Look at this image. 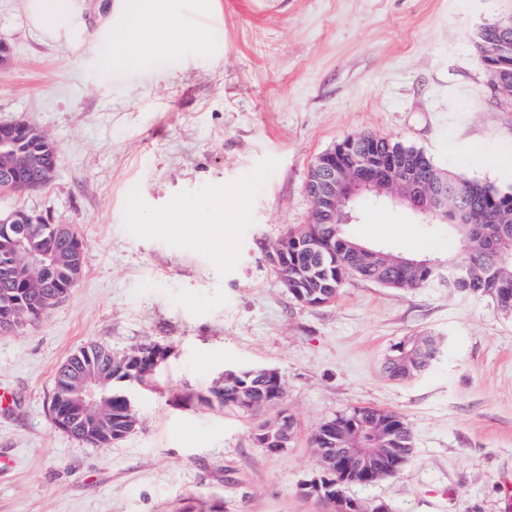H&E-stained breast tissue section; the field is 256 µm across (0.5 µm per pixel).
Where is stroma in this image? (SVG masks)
<instances>
[{
    "instance_id": "1",
    "label": "stroma",
    "mask_w": 512,
    "mask_h": 512,
    "mask_svg": "<svg viewBox=\"0 0 512 512\" xmlns=\"http://www.w3.org/2000/svg\"><path fill=\"white\" fill-rule=\"evenodd\" d=\"M81 42L43 39L25 0H0V121L53 141L57 169L35 194H0L79 232L86 272L39 323L0 333V512H325L303 498L315 430L355 407L394 412L414 452L395 476L347 487L385 512H503L512 491V315L447 276L412 292L348 278L332 303L292 301L268 257L307 224L308 171L363 133L423 150L463 178L512 190V112L476 48L512 0H169L202 37L138 64L104 67L98 38L123 0H75ZM180 209L163 236L149 219ZM352 237L446 261L458 242L401 206L360 203ZM410 336L441 353L406 380L385 358ZM169 354L131 387L137 427L105 448L59 429L48 405L58 365L98 342ZM230 367L277 369V408L210 402ZM286 411L281 454L253 439Z\"/></svg>"
}]
</instances>
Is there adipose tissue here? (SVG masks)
<instances>
[{
    "label": "adipose tissue",
    "instance_id": "1",
    "mask_svg": "<svg viewBox=\"0 0 512 512\" xmlns=\"http://www.w3.org/2000/svg\"><path fill=\"white\" fill-rule=\"evenodd\" d=\"M26 10L32 26L50 40L68 43L82 33L74 0H26ZM123 13L121 25L107 20L101 27L108 45L117 49L106 64L138 63L168 47L167 35L177 22L167 0H124Z\"/></svg>",
    "mask_w": 512,
    "mask_h": 512
}]
</instances>
